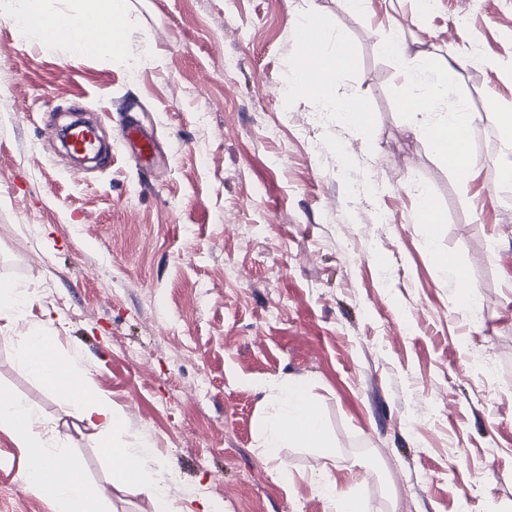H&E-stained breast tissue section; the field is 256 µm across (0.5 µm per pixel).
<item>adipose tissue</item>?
<instances>
[{
    "instance_id": "ef3b65f1",
    "label": "adipose tissue",
    "mask_w": 512,
    "mask_h": 512,
    "mask_svg": "<svg viewBox=\"0 0 512 512\" xmlns=\"http://www.w3.org/2000/svg\"><path fill=\"white\" fill-rule=\"evenodd\" d=\"M0 18L24 36H37L45 50L65 46L77 58L107 56L128 61L133 67L139 64L126 51L131 17L124 0H75L73 6L64 9L47 8L44 0H0ZM92 20L113 22L111 44L90 40L88 23ZM389 49L406 62L413 92L402 100L401 109L410 118L412 132L428 141L440 157L452 153L458 163L473 167L464 132L474 116L452 97V64L431 69L415 66L419 52L402 35L390 42ZM19 367L59 394L69 414L98 431L100 447L110 461L113 484L133 486L152 499L165 497V486L152 480L148 473L149 444L118 440L124 427L121 411L93 390L77 357L58 353L55 336L31 329L21 347ZM274 399L277 409L265 424L264 447H326L322 421L304 390L291 385L279 389ZM2 428L12 433L17 448L33 457L26 486L35 491L52 489L53 512H106L104 497L84 479L79 461L73 458L57 463L49 426L35 406L17 396L1 397Z\"/></svg>"
}]
</instances>
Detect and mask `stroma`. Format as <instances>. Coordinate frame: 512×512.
Segmentation results:
<instances>
[{
	"instance_id": "1",
	"label": "stroma",
	"mask_w": 512,
	"mask_h": 512,
	"mask_svg": "<svg viewBox=\"0 0 512 512\" xmlns=\"http://www.w3.org/2000/svg\"><path fill=\"white\" fill-rule=\"evenodd\" d=\"M125 63L43 50L0 19V283L35 299L0 333V393L53 424L109 512H328L314 480L366 512H512V185L493 109L512 82V0H126ZM312 13L354 47L337 96L362 101L364 130L323 120L313 97L283 101L297 21ZM426 64L460 63L452 90L478 119L476 162L451 172L414 135L411 93L386 43L396 29ZM112 145L78 170L54 150L73 103ZM206 113V125L197 116ZM155 138L123 151L124 124ZM428 193L443 222L416 216ZM387 223H380V216ZM474 287L464 298L438 261ZM65 332H57L58 323ZM30 326L57 335L148 440L153 500L113 487L94 429L16 363ZM295 383L320 411L324 448H266L274 387ZM32 458L0 430V512H53L29 492Z\"/></svg>"
}]
</instances>
